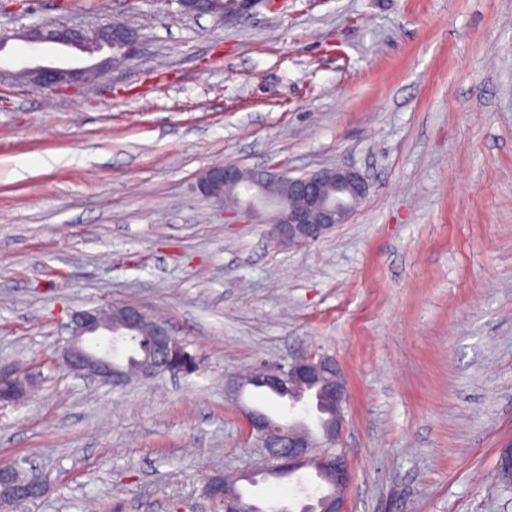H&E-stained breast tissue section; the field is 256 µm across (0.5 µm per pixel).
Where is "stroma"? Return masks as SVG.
Here are the masks:
<instances>
[{"instance_id":"35a3bbf8","label":"stroma","mask_w":512,"mask_h":512,"mask_svg":"<svg viewBox=\"0 0 512 512\" xmlns=\"http://www.w3.org/2000/svg\"><path fill=\"white\" fill-rule=\"evenodd\" d=\"M139 29L122 67L51 92L19 78L47 45L0 50V365L35 378L0 404V461L39 469L28 512H222L250 471L226 383L261 362L341 366L346 512H512V0H277L231 23L176 0H0V28L102 15ZM349 166L370 192L311 245L232 224L209 167ZM166 320L195 374L92 382L55 346L72 311ZM295 479L245 486L317 497Z\"/></svg>"}]
</instances>
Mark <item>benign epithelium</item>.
<instances>
[{
  "label": "benign epithelium",
  "instance_id": "1",
  "mask_svg": "<svg viewBox=\"0 0 512 512\" xmlns=\"http://www.w3.org/2000/svg\"><path fill=\"white\" fill-rule=\"evenodd\" d=\"M267 0H244L231 3L220 19L229 21L251 13ZM15 37H24L33 44L55 43L72 45L93 54L112 48L116 40L124 49L123 58L135 56L140 49L137 29L113 24L107 18L91 28L70 27L52 20L25 27L20 32L0 29V48ZM86 68L36 67L24 69L22 76L30 84L49 90L67 89L86 80ZM287 184L286 193H278L272 207L277 239L290 245H306L322 239L339 224H346L369 192L366 179L355 169L344 166L323 168L292 176L286 170H247L224 162L205 170L198 179V190L224 206V213L233 219L240 214L258 216L265 211L259 202L265 200L260 190L273 180ZM147 314L134 304L121 305L120 322L112 327V307H86L70 315L69 336L63 339L58 353L62 363L83 377L117 385L122 377L112 372L116 357L112 354L114 331L135 336L144 329ZM160 351L177 346L178 339L159 321L150 329ZM295 378L331 402L335 407L322 438L330 447L346 425V393L336 361L325 355L310 354L287 364L268 366L252 377L267 389L288 396V379ZM309 414L299 401L289 402V418L269 422L261 414L242 409L247 436L259 435L266 444V455L275 461L273 469H288L295 473L303 467L318 464L324 478L336 485V494L322 495L310 503L313 512H345L344 492L350 479L346 456L317 454L313 441L288 428L297 420L298 412ZM12 490L19 506L33 503L46 492L47 485L38 480L33 484H11V473L0 467V487Z\"/></svg>",
  "mask_w": 512,
  "mask_h": 512
}]
</instances>
